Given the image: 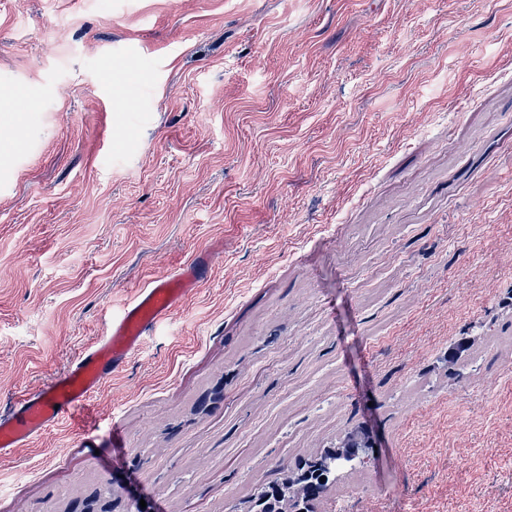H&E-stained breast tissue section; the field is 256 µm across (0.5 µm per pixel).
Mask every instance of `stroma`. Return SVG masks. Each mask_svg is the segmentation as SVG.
Listing matches in <instances>:
<instances>
[{
    "mask_svg": "<svg viewBox=\"0 0 512 512\" xmlns=\"http://www.w3.org/2000/svg\"><path fill=\"white\" fill-rule=\"evenodd\" d=\"M216 245L0 512H512V0H0V413ZM367 433L352 430L340 441L339 446L326 449L305 459L288 478L279 484L278 496L270 495L271 488L261 490L254 498L255 512H282L280 507L288 505L290 489L307 484H316L325 492L329 484L336 480V474L349 468L355 469V463L366 455L365 449L371 448ZM325 476V481L320 477Z\"/></svg>",
    "mask_w": 512,
    "mask_h": 512,
    "instance_id": "stroma-1",
    "label": "stroma"
}]
</instances>
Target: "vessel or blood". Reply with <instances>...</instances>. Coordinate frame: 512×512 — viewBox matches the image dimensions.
Returning <instances> with one entry per match:
<instances>
[{
  "instance_id": "b4317fda",
  "label": "vessel or blood",
  "mask_w": 512,
  "mask_h": 512,
  "mask_svg": "<svg viewBox=\"0 0 512 512\" xmlns=\"http://www.w3.org/2000/svg\"><path fill=\"white\" fill-rule=\"evenodd\" d=\"M216 258L213 250L199 251L172 274L152 281L113 315L106 334L85 347L63 375L21 393L10 415L0 419V453L27 446L88 407L112 375L125 368L145 336L198 288Z\"/></svg>"
}]
</instances>
